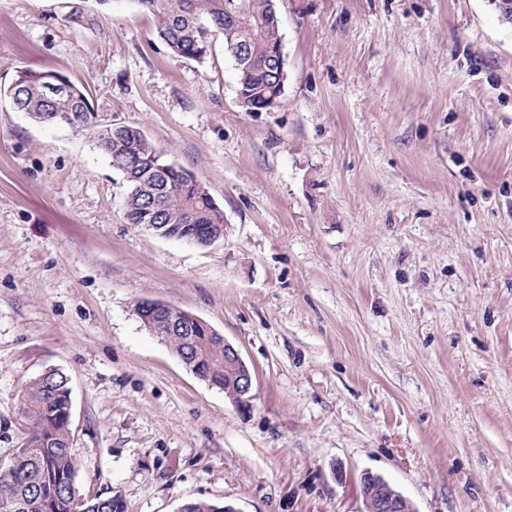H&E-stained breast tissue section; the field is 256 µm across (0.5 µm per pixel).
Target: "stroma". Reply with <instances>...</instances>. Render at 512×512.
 Returning <instances> with one entry per match:
<instances>
[{
  "mask_svg": "<svg viewBox=\"0 0 512 512\" xmlns=\"http://www.w3.org/2000/svg\"><path fill=\"white\" fill-rule=\"evenodd\" d=\"M276 107L214 39L174 55L134 0H0V85L55 70L224 211L198 246L128 223L82 133L0 101V462L26 380L70 379L86 497L126 512H512V24L492 0H280ZM173 305L233 344L240 408L143 325ZM359 484L362 512H416L412 503L379 475L364 472Z\"/></svg>",
  "mask_w": 512,
  "mask_h": 512,
  "instance_id": "35a3bbf8",
  "label": "stroma"
}]
</instances>
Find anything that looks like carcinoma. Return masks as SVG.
I'll return each mask as SVG.
<instances>
[{"label": "carcinoma", "instance_id": "1", "mask_svg": "<svg viewBox=\"0 0 512 512\" xmlns=\"http://www.w3.org/2000/svg\"><path fill=\"white\" fill-rule=\"evenodd\" d=\"M151 13L156 33L176 55L203 63L212 41L222 38L236 60L238 94L251 112L269 107L282 93L284 72L276 58L281 44L276 0H134ZM16 112L36 123L68 125L85 133L120 171L129 190L125 215L130 224H160L168 237L192 240L200 231L224 225V211L208 190L147 139L143 130L102 119L91 110L86 87L72 79L66 90L49 91L35 80V72L16 71L0 87ZM149 327L186 364L198 368L224 390V345L202 325H190L187 312L165 305L148 312ZM69 380L49 368L25 383L22 416L28 433L10 462L0 467V512H126L115 495L83 496L76 483L68 414ZM185 512H220L222 503L189 500Z\"/></svg>", "mask_w": 512, "mask_h": 512}]
</instances>
